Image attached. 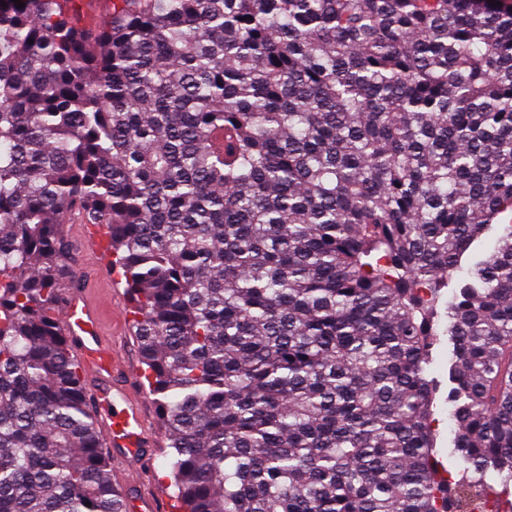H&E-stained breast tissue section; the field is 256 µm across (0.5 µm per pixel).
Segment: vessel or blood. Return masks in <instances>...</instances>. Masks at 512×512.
Here are the masks:
<instances>
[{
    "mask_svg": "<svg viewBox=\"0 0 512 512\" xmlns=\"http://www.w3.org/2000/svg\"><path fill=\"white\" fill-rule=\"evenodd\" d=\"M103 307L102 298L70 290L61 305L59 321L79 363L96 381L93 399L102 423V439L113 450L115 477L122 483L128 472H142L152 439L142 404L126 382L128 367L121 362L115 345L102 334ZM169 509V501L159 497L134 493L127 498V512Z\"/></svg>",
    "mask_w": 512,
    "mask_h": 512,
    "instance_id": "1",
    "label": "vessel or blood"
}]
</instances>
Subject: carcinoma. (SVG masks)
<instances>
[{
    "label": "carcinoma",
    "mask_w": 512,
    "mask_h": 512,
    "mask_svg": "<svg viewBox=\"0 0 512 512\" xmlns=\"http://www.w3.org/2000/svg\"><path fill=\"white\" fill-rule=\"evenodd\" d=\"M21 2L0 4V512H123L57 318L81 214L130 295L178 512H470L490 471L512 512V4L113 0L81 30ZM445 324V321L441 318L436 326V330L441 336L436 337L437 341L431 350L429 376L436 384L433 404V427L438 450L436 458L448 467V448L453 447V433L448 412V389L450 386L448 376L451 366V348L448 345V336H442Z\"/></svg>",
    "instance_id": "obj_1"
}]
</instances>
